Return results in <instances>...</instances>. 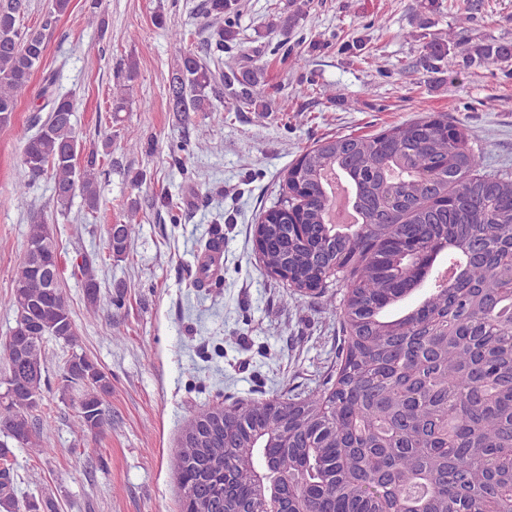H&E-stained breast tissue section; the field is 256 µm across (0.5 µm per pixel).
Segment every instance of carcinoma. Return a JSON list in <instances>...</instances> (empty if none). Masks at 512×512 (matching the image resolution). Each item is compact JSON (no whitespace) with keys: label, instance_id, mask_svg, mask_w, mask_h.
<instances>
[{"label":"carcinoma","instance_id":"obj_1","mask_svg":"<svg viewBox=\"0 0 512 512\" xmlns=\"http://www.w3.org/2000/svg\"><path fill=\"white\" fill-rule=\"evenodd\" d=\"M235 0H204L207 46L224 52L236 39ZM70 0H52L40 29L19 19L27 0H0V125L10 122L29 89L54 28ZM297 13L278 15L269 30L286 36ZM176 65L166 85L168 110L183 124L192 112L220 115L224 98L237 110L269 111L264 74L256 67L224 70L185 46L186 34L167 24ZM475 60L508 63L512 44L467 46L434 37L422 46L420 67L438 73L451 50ZM44 78L36 111H47L25 137L15 191L27 193L49 175L53 199L67 212L75 196L98 207V150L81 147L72 99ZM128 85L112 91L110 109L127 107ZM483 156L464 129L438 114L393 126L370 137L327 139L288 169L286 197L260 216L268 246L267 272L299 293L334 278L347 280L345 332L336 380L321 396L268 406L261 401L198 414L185 429L175 467L181 512H262L271 485L291 490L288 512H504L512 503V179L481 173ZM339 171L358 191L362 232H336L326 222L321 177ZM106 228L108 256L127 254L132 223ZM468 257L451 286L434 288L415 307L402 302L424 283L427 257L441 251ZM8 307L12 328L5 351L6 404L0 411V512H56L51 498L17 496L13 446L50 455L44 429L29 421L48 383L44 339L74 347L78 332L59 283L58 253L45 219L35 214L26 251L14 276ZM89 304L98 282L84 269ZM62 390L81 395L74 426L98 434L107 424L108 376L87 356L73 355L60 374ZM257 471L266 474L255 481ZM414 485L423 497L402 493Z\"/></svg>","mask_w":512,"mask_h":512}]
</instances>
